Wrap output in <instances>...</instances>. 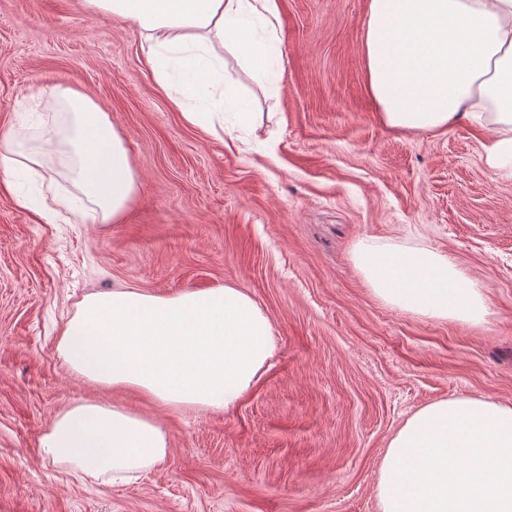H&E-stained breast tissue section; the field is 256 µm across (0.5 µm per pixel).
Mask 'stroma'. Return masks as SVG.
<instances>
[{
    "label": "stroma",
    "mask_w": 512,
    "mask_h": 512,
    "mask_svg": "<svg viewBox=\"0 0 512 512\" xmlns=\"http://www.w3.org/2000/svg\"><path fill=\"white\" fill-rule=\"evenodd\" d=\"M279 93L240 66L257 100L236 138L186 124L155 83L136 23L84 0H0V130L38 147L64 85L108 112L139 176L122 221H48L0 189V512H378L392 437L449 398L512 404V178L486 167L484 132H396L379 119L361 49L368 0H279ZM41 199L72 189L47 157ZM364 238L446 255L488 314L466 324L399 309L356 265ZM129 285L171 297L245 288L277 353L228 411L159 406L79 378L58 352L87 295ZM97 399L160 419L164 463L126 483L54 466L41 438Z\"/></svg>",
    "instance_id": "stroma-1"
}]
</instances>
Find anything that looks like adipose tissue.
<instances>
[{"instance_id":"adipose-tissue-1","label":"adipose tissue","mask_w":512,"mask_h":512,"mask_svg":"<svg viewBox=\"0 0 512 512\" xmlns=\"http://www.w3.org/2000/svg\"><path fill=\"white\" fill-rule=\"evenodd\" d=\"M136 22L156 84H179L196 105L182 117L206 133H232L255 115L224 79L226 58L277 87L282 50L278 0H85ZM369 91L381 121L398 131L485 129L483 159L512 174V0H369L362 26ZM44 107H65L76 193H56L49 218L67 212L119 220L138 186L123 138L88 95L58 86ZM37 153L0 133V186L37 173ZM356 262L397 307L464 323L484 321L478 283L446 256L359 241ZM90 381L132 387L168 408L226 410L276 350L271 318L236 285L160 297L127 286L87 296L58 346ZM41 445L52 463L92 478L127 479L162 464L169 436L157 420L86 400L54 418ZM380 512H512V404L483 398L434 402L391 440L378 481Z\"/></svg>"}]
</instances>
